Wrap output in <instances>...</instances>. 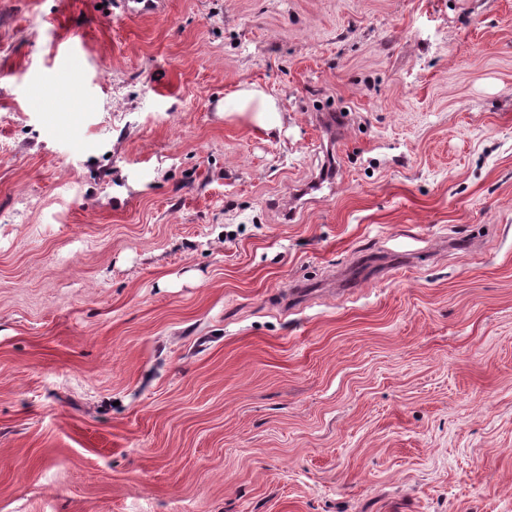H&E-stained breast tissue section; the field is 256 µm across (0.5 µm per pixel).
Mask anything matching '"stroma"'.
Wrapping results in <instances>:
<instances>
[{
    "mask_svg": "<svg viewBox=\"0 0 512 512\" xmlns=\"http://www.w3.org/2000/svg\"><path fill=\"white\" fill-rule=\"evenodd\" d=\"M0 512H512V0H0Z\"/></svg>",
    "mask_w": 512,
    "mask_h": 512,
    "instance_id": "obj_1",
    "label": "stroma"
}]
</instances>
